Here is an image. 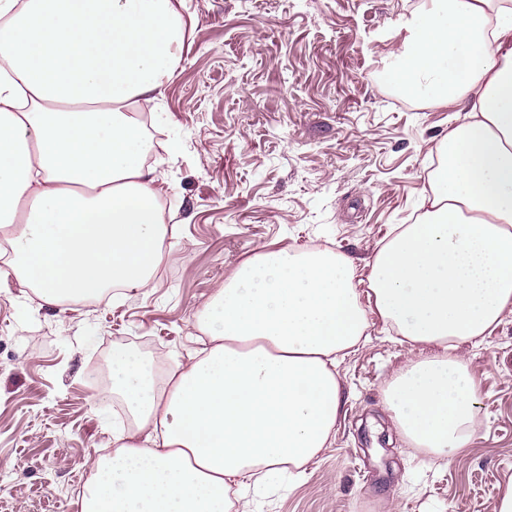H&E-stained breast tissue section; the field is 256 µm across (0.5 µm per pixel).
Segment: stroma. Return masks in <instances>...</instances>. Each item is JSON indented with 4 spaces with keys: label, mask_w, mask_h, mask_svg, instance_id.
I'll use <instances>...</instances> for the list:
<instances>
[{
    "label": "stroma",
    "mask_w": 512,
    "mask_h": 512,
    "mask_svg": "<svg viewBox=\"0 0 512 512\" xmlns=\"http://www.w3.org/2000/svg\"><path fill=\"white\" fill-rule=\"evenodd\" d=\"M422 2L182 0L177 68L139 106L167 228L151 286L48 306L0 284V512H79L93 460L119 446L94 379L113 346L166 370L188 362L199 312L241 262L319 246L364 279L396 225L416 221L452 111L387 86L385 69ZM368 320L336 368L330 444L260 512H495L512 477V314L454 351L481 425L450 457L409 445L384 404L387 382L435 348Z\"/></svg>",
    "instance_id": "obj_1"
}]
</instances>
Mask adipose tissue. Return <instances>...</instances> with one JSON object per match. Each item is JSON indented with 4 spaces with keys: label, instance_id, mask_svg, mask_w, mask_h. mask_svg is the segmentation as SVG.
<instances>
[{
    "label": "adipose tissue",
    "instance_id": "obj_1",
    "mask_svg": "<svg viewBox=\"0 0 512 512\" xmlns=\"http://www.w3.org/2000/svg\"><path fill=\"white\" fill-rule=\"evenodd\" d=\"M180 0H0V238L46 304L151 284L163 192L126 110L179 60ZM388 84L456 109L427 174L428 208L378 251L360 296L353 263L321 248L265 251L205 303L210 346L158 379L112 350V392L136 441L93 462L80 512H229L230 488L270 487L328 443L333 370L368 313L441 354L385 388L400 435L438 457L479 428L476 386L452 351L512 314V0H424Z\"/></svg>",
    "mask_w": 512,
    "mask_h": 512
}]
</instances>
